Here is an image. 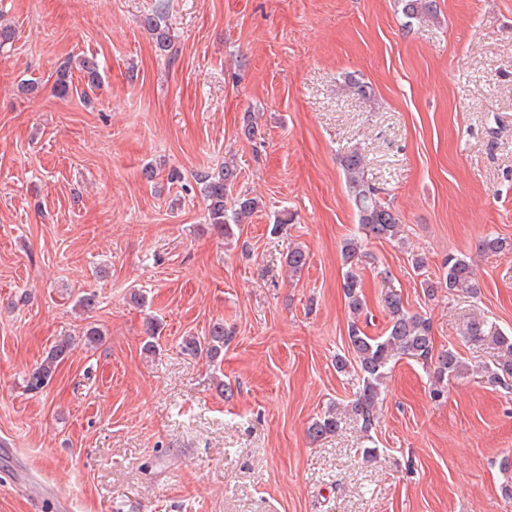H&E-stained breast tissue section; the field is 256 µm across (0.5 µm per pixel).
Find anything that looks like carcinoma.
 Wrapping results in <instances>:
<instances>
[{
  "mask_svg": "<svg viewBox=\"0 0 512 512\" xmlns=\"http://www.w3.org/2000/svg\"><path fill=\"white\" fill-rule=\"evenodd\" d=\"M404 17L419 23L430 22L437 18L435 0H398ZM144 25L156 37L159 48L169 47V35L162 26L161 15L156 14L144 20ZM73 90L69 65L60 67L55 92L65 96ZM340 165L346 187L356 210L359 233L346 238L341 254L346 271L342 276L343 294L350 313L348 324V348L352 358L336 356V369L340 372L354 367L357 376L358 391L352 402L351 410L360 423V430L368 435L378 422V404L384 380L390 372V364L401 356L412 357L432 365L429 369L430 396L439 401L447 394L449 379L462 373L465 364L452 349L433 356V340L430 323L426 317L406 309L401 296L389 291L382 297L383 307L389 315V322L381 336H370L359 325L366 309L362 291V279L355 268L358 254L365 241L379 239L395 241L402 238L404 227L398 214L377 196V190L365 179L364 160L356 151L344 154ZM239 176L234 159L224 160L221 170L199 171L195 174L196 184L205 202L209 223L222 231L224 238L232 239L235 231L260 208V201L248 194L238 195L232 207H227L226 199L232 192ZM480 250L487 254H502L512 250V243L499 236H488L481 241ZM289 270L296 274L307 264L306 252L300 248L288 251ZM423 288L432 296L439 288L448 289V293L476 290L475 272L463 257L450 256L443 263V272L437 280L426 279ZM461 334L472 341H480L486 336H494L512 350V336H506L481 318H471L463 324ZM233 330L224 327V321L217 320L209 324L203 339L187 337L182 349L188 354L204 353L215 361L224 351ZM74 339L66 337L50 349L42 364L34 368L25 379V388L30 392H39L51 380L56 367L73 350ZM488 381L493 385L509 387L512 384V360L498 362L487 367ZM340 424L337 411L328 409L309 426V433L322 437L336 432Z\"/></svg>",
  "mask_w": 512,
  "mask_h": 512,
  "instance_id": "carcinoma-1",
  "label": "carcinoma"
}]
</instances>
